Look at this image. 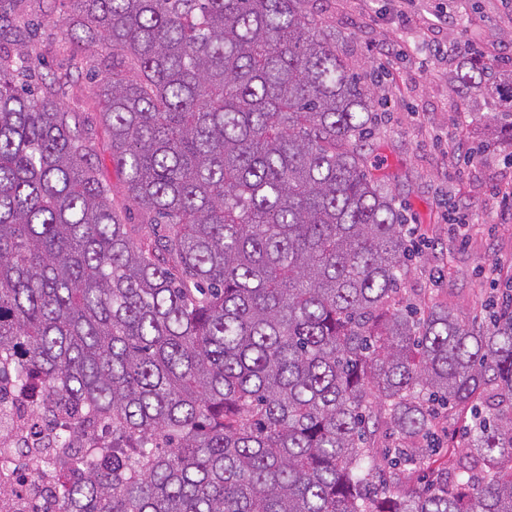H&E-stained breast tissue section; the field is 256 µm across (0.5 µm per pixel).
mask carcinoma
Listing matches in <instances>:
<instances>
[{
  "label": "carcinoma",
  "instance_id": "obj_1",
  "mask_svg": "<svg viewBox=\"0 0 512 512\" xmlns=\"http://www.w3.org/2000/svg\"><path fill=\"white\" fill-rule=\"evenodd\" d=\"M125 57L99 123L127 198L0 50V389L83 412L34 452L30 512H512V304L483 328L406 298L376 92L307 0H72ZM498 97L512 66L458 70ZM463 422L464 441L439 434ZM443 455L440 463L434 456ZM0 449L3 508L19 496Z\"/></svg>",
  "mask_w": 512,
  "mask_h": 512
}]
</instances>
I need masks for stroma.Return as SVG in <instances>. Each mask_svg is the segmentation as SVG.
Masks as SVG:
<instances>
[{
    "mask_svg": "<svg viewBox=\"0 0 512 512\" xmlns=\"http://www.w3.org/2000/svg\"><path fill=\"white\" fill-rule=\"evenodd\" d=\"M316 19L335 30L342 55L359 75L380 76L385 92L376 105L371 138L380 174L393 176V193L412 241L421 249L406 279L417 305L438 302L469 314L475 300L512 289V145L499 132L497 96L456 98L449 78L458 49L478 43L487 58L512 55V0H416L400 26L397 0H310ZM72 11L70 0H0L12 27L30 32V67L36 75L70 73L63 101L81 128L93 130L98 176L113 200L140 215L124 195L98 123V81L112 72L133 78L120 55L99 46L74 52L54 20ZM448 17L427 27V18ZM469 220L467 236L454 221Z\"/></svg>",
    "mask_w": 512,
    "mask_h": 512,
    "instance_id": "obj_1",
    "label": "stroma"
}]
</instances>
